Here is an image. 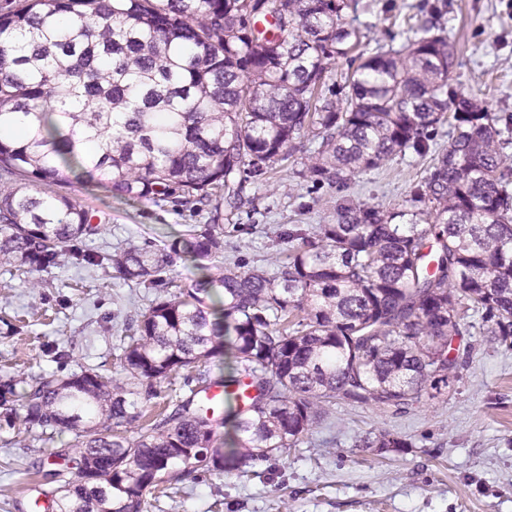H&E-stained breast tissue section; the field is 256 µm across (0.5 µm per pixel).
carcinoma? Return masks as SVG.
Listing matches in <instances>:
<instances>
[{
	"label": "carcinoma",
	"mask_w": 512,
	"mask_h": 512,
	"mask_svg": "<svg viewBox=\"0 0 512 512\" xmlns=\"http://www.w3.org/2000/svg\"><path fill=\"white\" fill-rule=\"evenodd\" d=\"M0 13V264L29 272L86 263L145 288L173 257L202 277L128 319L119 375L0 377V429L68 431L32 465L58 483L50 512H149L148 496L203 470L277 460L340 399L404 411L441 393L470 360L457 337L512 347V114L453 83L456 56L434 7L413 36L371 55L348 21L359 0H16ZM347 71L330 81L332 63ZM404 208L343 199L330 224L285 233L267 268L210 267L218 225L157 249L107 256L77 247L99 227L52 187L83 178L129 201L173 196L192 208L309 150L297 178L341 190L357 174L429 149ZM218 298L219 318L207 301ZM232 359L214 378L209 363ZM194 375L190 394L148 414L156 386ZM224 388L230 413L205 402ZM232 417L241 447L217 445ZM364 448L401 451L381 433Z\"/></svg>",
	"instance_id": "carcinoma-1"
}]
</instances>
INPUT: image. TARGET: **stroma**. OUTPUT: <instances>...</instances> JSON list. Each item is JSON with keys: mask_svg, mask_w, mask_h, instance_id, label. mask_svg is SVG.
Masks as SVG:
<instances>
[{"mask_svg": "<svg viewBox=\"0 0 512 512\" xmlns=\"http://www.w3.org/2000/svg\"><path fill=\"white\" fill-rule=\"evenodd\" d=\"M361 15L369 51L404 41L419 8L444 12L456 49L453 78L492 112L512 113V0H372ZM304 153L265 178L249 181L246 201L226 214L216 201L188 209L174 198L132 202L82 179L61 192L100 216L84 250L107 253L137 245L154 249L190 227L219 225L224 259L247 266L270 262L292 224L331 222L337 192L294 177ZM430 155L406 154L357 174L348 193L383 208L399 207L425 176ZM195 263L175 259L158 287L70 264L25 274L0 265V376L65 374L93 367L112 374L124 321L172 286L191 285ZM474 351L444 394L404 413L338 401L287 457L255 462L217 477L204 472L169 490L152 512H512V348L470 339ZM406 438L400 452L359 447L379 433ZM69 433L33 439L24 422L0 431V512H43L30 462L70 448Z\"/></svg>", "mask_w": 512, "mask_h": 512, "instance_id": "35a3bbf8", "label": "stroma"}]
</instances>
